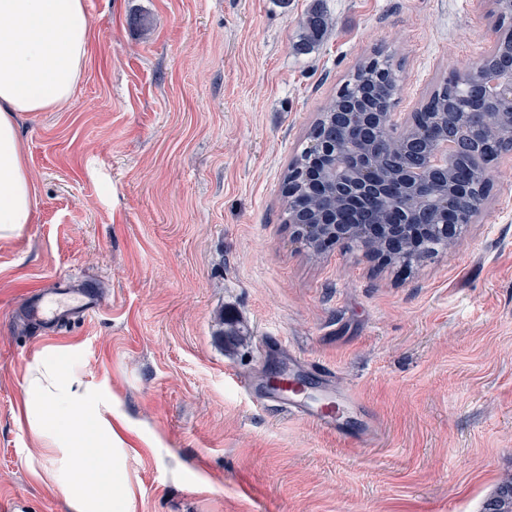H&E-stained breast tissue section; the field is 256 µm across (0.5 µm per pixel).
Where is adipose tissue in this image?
<instances>
[{"label": "adipose tissue", "mask_w": 512, "mask_h": 512, "mask_svg": "<svg viewBox=\"0 0 512 512\" xmlns=\"http://www.w3.org/2000/svg\"><path fill=\"white\" fill-rule=\"evenodd\" d=\"M91 38L84 0H0V238L32 223L37 198L18 116L70 100ZM25 402L37 411L38 429L58 440L66 456L51 480L67 491L95 489L79 512H106L115 486L111 415L85 409L79 385L60 371L33 369Z\"/></svg>", "instance_id": "adipose-tissue-1"}]
</instances>
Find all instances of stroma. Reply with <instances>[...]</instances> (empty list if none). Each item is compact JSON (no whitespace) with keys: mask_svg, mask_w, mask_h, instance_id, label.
I'll list each match as a JSON object with an SVG mask.
<instances>
[{"mask_svg":"<svg viewBox=\"0 0 512 512\" xmlns=\"http://www.w3.org/2000/svg\"><path fill=\"white\" fill-rule=\"evenodd\" d=\"M94 32L71 99L21 114L33 224L0 239V512H76L26 419L52 355L112 410V512H481L512 473V152L454 249L382 267L315 257L283 222V176L363 61L415 111L493 40L490 0H84ZM327 18L301 46L310 8ZM95 288L62 331L31 292ZM246 341L225 346L219 316ZM356 392L374 446L259 403L278 368Z\"/></svg>","mask_w":512,"mask_h":512,"instance_id":"obj_1","label":"stroma"}]
</instances>
